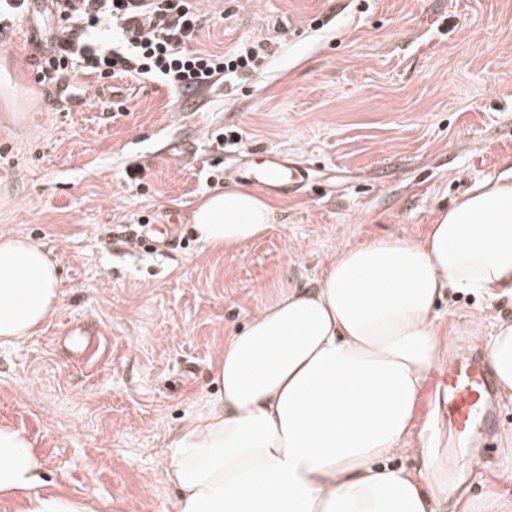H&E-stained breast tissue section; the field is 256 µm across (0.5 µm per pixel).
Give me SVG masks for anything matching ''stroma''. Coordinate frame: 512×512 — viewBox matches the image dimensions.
Segmentation results:
<instances>
[{"instance_id":"stroma-1","label":"stroma","mask_w":512,"mask_h":512,"mask_svg":"<svg viewBox=\"0 0 512 512\" xmlns=\"http://www.w3.org/2000/svg\"><path fill=\"white\" fill-rule=\"evenodd\" d=\"M195 46L264 44L263 68L177 94L116 77L79 110L54 85L40 112H0V234L30 238L56 261L64 295L26 341L0 345V423L24 428L50 491L111 501L112 512H170L163 451L213 391L210 364L230 332L276 289L311 287L337 249L386 236L423 237L438 211L512 161V0H199ZM20 48L0 43V103L27 98ZM125 103L116 116L108 102ZM239 145L217 150L225 129ZM311 170L296 192L269 195L276 220L223 251L190 232L210 191L238 188L251 151ZM140 165L130 184L128 167ZM177 219L170 254L129 245L126 226ZM481 296L436 305L448 350L395 465L425 473L438 377L463 348ZM96 326L82 359L67 325ZM490 447L448 441V479L467 480L440 512L511 497L498 468L512 401L494 399ZM483 466H475V459Z\"/></svg>"}]
</instances>
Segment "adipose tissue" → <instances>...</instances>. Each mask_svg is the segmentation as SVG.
<instances>
[{"label": "adipose tissue", "instance_id": "obj_1", "mask_svg": "<svg viewBox=\"0 0 512 512\" xmlns=\"http://www.w3.org/2000/svg\"><path fill=\"white\" fill-rule=\"evenodd\" d=\"M272 205L245 188L216 190L192 215L210 249L263 235ZM473 292L494 319L483 345L512 400V166L439 211L427 235L337 250L310 289H279L215 355L214 393L169 444L172 512H437L423 477L391 459L414 427L446 338L434 313L447 292ZM62 299L56 262L0 234V345L33 336ZM29 434L0 425V498L26 512H112L108 501L44 492Z\"/></svg>", "mask_w": 512, "mask_h": 512}]
</instances>
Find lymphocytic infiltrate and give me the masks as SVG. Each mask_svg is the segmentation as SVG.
I'll use <instances>...</instances> for the list:
<instances>
[{"instance_id": "lymphocytic-infiltrate-1", "label": "lymphocytic infiltrate", "mask_w": 512, "mask_h": 512, "mask_svg": "<svg viewBox=\"0 0 512 512\" xmlns=\"http://www.w3.org/2000/svg\"><path fill=\"white\" fill-rule=\"evenodd\" d=\"M54 25L40 60L41 79L121 75L158 80L173 90L198 91L231 82L262 67V45L243 42L214 53L191 49L202 29L193 0H48ZM110 27L111 42L96 36Z\"/></svg>"}]
</instances>
